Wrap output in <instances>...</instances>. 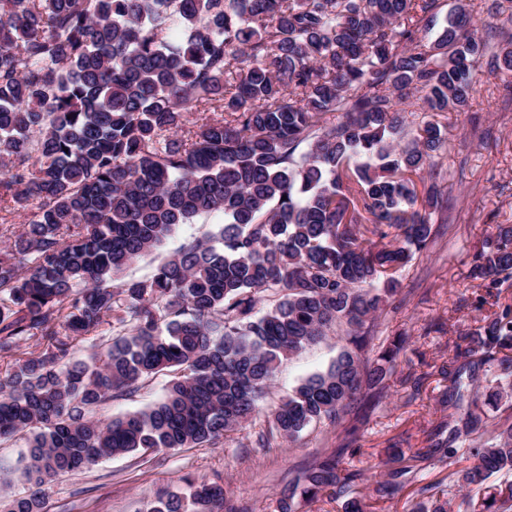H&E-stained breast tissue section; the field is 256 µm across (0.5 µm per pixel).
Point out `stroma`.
Listing matches in <instances>:
<instances>
[{
  "label": "stroma",
  "mask_w": 512,
  "mask_h": 512,
  "mask_svg": "<svg viewBox=\"0 0 512 512\" xmlns=\"http://www.w3.org/2000/svg\"><path fill=\"white\" fill-rule=\"evenodd\" d=\"M467 112L460 115L406 110L411 126L437 122L448 128V147L436 158L443 211L434 220L440 231L422 255L402 276V287L372 328L373 348L397 334L409 336L408 359L389 381L386 398L359 425V438L344 462L363 475L358 491H365L371 468L383 459L391 444L423 448L441 414L435 397L445 381L438 373L447 364L457 336L478 316L471 307H458L461 292H476L468 277L473 255L494 225L512 224V100L503 96L501 80L476 73ZM224 216L213 213L181 225L153 253L124 273L126 279L143 280L189 239L217 231ZM341 347L337 337L284 359L276 379L261 404V412L246 429L225 436L215 448H178L141 455L131 453L106 458L92 468L60 475L49 490V512H146L158 489H179L191 474L223 481L230 499L250 512H277V501L289 481L318 457L345 448L343 426L326 422L311 425L295 444L272 439L269 447L254 448L255 432L267 428L271 411L305 376L328 367ZM423 376L421 391L409 399L406 375ZM170 372L147 379L132 396L117 399L98 410L109 418L140 409L158 400L173 380ZM449 470L426 461L404 493L392 499H368V512H411L421 496L419 489L433 485L450 490Z\"/></svg>",
  "instance_id": "stroma-1"
}]
</instances>
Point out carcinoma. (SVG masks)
<instances>
[{
	"label": "carcinoma",
	"instance_id": "cac0c4a2",
	"mask_svg": "<svg viewBox=\"0 0 512 512\" xmlns=\"http://www.w3.org/2000/svg\"><path fill=\"white\" fill-rule=\"evenodd\" d=\"M491 16L512 25V0ZM482 66L511 75L512 41L480 33L465 0L443 18L440 0H0V201H37L0 254V359H15L0 378V440L29 433L0 478L3 512H48L56 476L105 458L220 443L259 413L281 358L337 328L336 359L281 400L255 447L385 398L407 337L372 356L370 326L435 235L442 194L423 173L447 143L426 123L401 146V105L466 112ZM192 110L222 116L184 134ZM213 212L216 233L147 280L123 278ZM469 277L483 284L475 308L491 312L440 370L448 422L374 466L379 499L411 482L409 459L451 468L461 502L432 494L412 512H512V481L489 484L512 472V418L489 426L477 397L493 369L485 402L512 407V224L495 225ZM262 294L274 303L260 314ZM108 317L104 350L70 359L72 340ZM35 336L47 348L18 356ZM171 368L154 403L97 416ZM344 453L306 468L278 512L324 495L364 512ZM14 482L29 493L10 495ZM181 482L150 512H248L218 480Z\"/></svg>",
	"mask_w": 512,
	"mask_h": 512
}]
</instances>
